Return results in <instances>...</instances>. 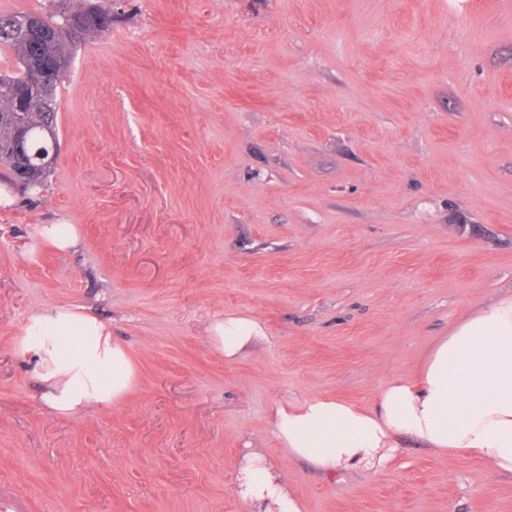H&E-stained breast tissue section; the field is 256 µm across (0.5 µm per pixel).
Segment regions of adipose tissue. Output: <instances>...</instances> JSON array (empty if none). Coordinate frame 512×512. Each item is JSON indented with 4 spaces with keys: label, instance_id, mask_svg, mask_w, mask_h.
I'll return each mask as SVG.
<instances>
[{
    "label": "adipose tissue",
    "instance_id": "obj_1",
    "mask_svg": "<svg viewBox=\"0 0 512 512\" xmlns=\"http://www.w3.org/2000/svg\"><path fill=\"white\" fill-rule=\"evenodd\" d=\"M260 335L252 318L228 316L212 325L209 340L231 359ZM15 351L33 362L41 399L57 415L112 408L135 381L130 353L105 322L80 306L53 305L30 314ZM272 433L293 456L325 473L384 467L397 437L409 436L434 452L466 453L512 474V293L457 324L418 376L383 388L373 408L317 396L296 408H278ZM238 493L251 512H301L256 455L240 471Z\"/></svg>",
    "mask_w": 512,
    "mask_h": 512
}]
</instances>
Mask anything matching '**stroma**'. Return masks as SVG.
I'll return each mask as SVG.
<instances>
[{
	"label": "stroma",
	"mask_w": 512,
	"mask_h": 512,
	"mask_svg": "<svg viewBox=\"0 0 512 512\" xmlns=\"http://www.w3.org/2000/svg\"><path fill=\"white\" fill-rule=\"evenodd\" d=\"M111 12L58 88V159L0 180V512H247L248 453L303 512H512V474L410 437L333 474L278 407L372 406L512 291V0H72ZM75 225L67 252L39 235ZM84 307L135 363L51 413L27 317ZM264 336L228 359L209 328Z\"/></svg>",
	"instance_id": "35a3bbf8"
}]
</instances>
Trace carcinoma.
Returning <instances> with one entry per match:
<instances>
[{"instance_id":"1","label":"carcinoma","mask_w":512,"mask_h":512,"mask_svg":"<svg viewBox=\"0 0 512 512\" xmlns=\"http://www.w3.org/2000/svg\"><path fill=\"white\" fill-rule=\"evenodd\" d=\"M51 2L55 11L50 15H31L37 29L29 36L14 32L17 15L0 16V48L17 55L15 70H0V114L20 110L31 126L33 147L23 172L31 191L51 172L39 149H51V139L58 137L57 90L71 55L79 39L103 33L112 25V15L92 4L73 11L67 0ZM10 135L9 127L0 124V166L13 182L17 178L15 162L6 150Z\"/></svg>"}]
</instances>
